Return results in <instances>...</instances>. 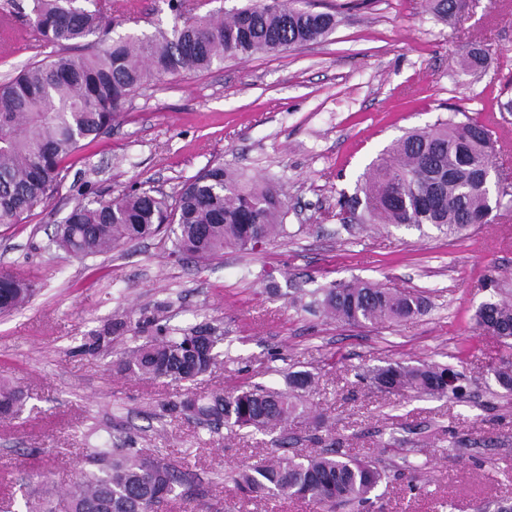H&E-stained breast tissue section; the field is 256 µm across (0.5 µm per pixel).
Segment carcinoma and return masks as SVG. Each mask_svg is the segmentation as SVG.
Here are the masks:
<instances>
[{"instance_id":"cac0c4a2","label":"carcinoma","mask_w":512,"mask_h":512,"mask_svg":"<svg viewBox=\"0 0 512 512\" xmlns=\"http://www.w3.org/2000/svg\"><path fill=\"white\" fill-rule=\"evenodd\" d=\"M76 0H32L30 28L56 51L0 83V226L19 224L38 205L59 194L65 161L112 127L127 98L165 74L198 72L226 58L246 59L318 42L336 27V15L314 12L307 0L250 4L221 15L197 14L207 0H168L176 19L171 30L146 38L110 39L111 6L78 7ZM442 22L451 21L467 0H424ZM487 52L468 46L462 66L477 71ZM488 122L455 116L411 129L372 163L362 192L370 224H430L458 237L483 223L492 199L480 189L492 165ZM281 187L214 161L186 180L175 202L151 189H131L116 202L87 200L60 225L55 243L76 257L112 252L124 242L170 230L173 253L201 260L224 257V250H253L287 234ZM35 288L10 272H0V314L24 308ZM309 307L352 325H392L422 313L426 299L414 292L363 280L333 283L310 292ZM497 324L495 337L512 348V302L489 300L475 314ZM219 337L206 328L184 336H161L124 354L118 369L146 379L193 382L216 363ZM448 367L390 363L371 371L387 393L414 390L448 393ZM498 384L512 392V361L494 367ZM283 389L254 387L194 394L174 408L197 421L274 433L288 424L312 387L305 371L285 376ZM23 391L0 381V415L19 414ZM65 492L68 512H157L172 497H191L187 473L174 463L144 456L117 443L94 449ZM386 477L371 459L327 448L315 456L282 455L241 468L234 483L247 496H296L335 512L351 505L359 512ZM27 512H55L53 494L28 495Z\"/></svg>"}]
</instances>
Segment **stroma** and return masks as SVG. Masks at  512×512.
<instances>
[{"label": "stroma", "mask_w": 512, "mask_h": 512, "mask_svg": "<svg viewBox=\"0 0 512 512\" xmlns=\"http://www.w3.org/2000/svg\"><path fill=\"white\" fill-rule=\"evenodd\" d=\"M31 0H0L11 16L0 40V83L51 54L19 38ZM336 13L323 41L203 72L177 73L132 94L111 130L67 164L64 186L22 223L0 227V271L36 288L23 309L0 315V380L25 388L18 418L0 416V512H26L36 487L62 491L101 443L182 465L193 498L161 512H316L279 498L244 499L232 480L278 453L270 436L218 430L167 411L194 393L283 386L288 372L315 377L287 426V454L329 447L379 460L387 478L368 512H495L512 505V394L491 363L512 351L474 326L492 299L489 278L512 298V222L491 218L461 238L422 229L346 221L339 202L360 194L370 164L404 132L461 109L496 114L499 158L512 153V113L498 102L512 79V0H470L451 23L421 0H310ZM114 36L170 28L168 0H112ZM486 46L477 74L462 48ZM278 183L286 237L253 252L225 251L199 263L172 256L162 233L78 259L50 240L78 203L110 200L133 187L176 198L208 163ZM271 279H263V272ZM428 297L426 313L395 325L350 326L298 302L313 289L352 278ZM219 336L216 365L193 382L139 379L116 360L168 329ZM98 350L86 344L104 329ZM400 361L451 367L461 395L388 394L364 378ZM417 490H409V479Z\"/></svg>", "instance_id": "35a3bbf8"}]
</instances>
